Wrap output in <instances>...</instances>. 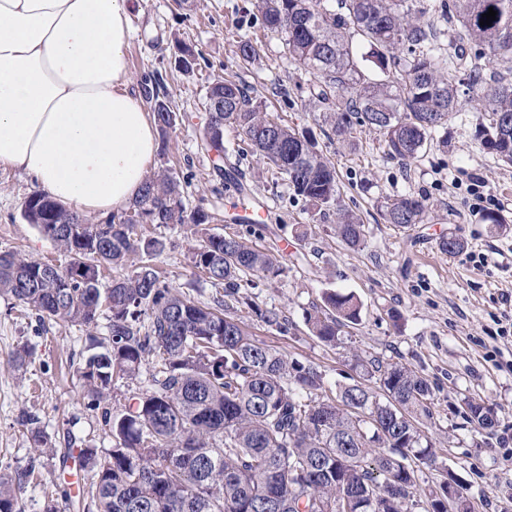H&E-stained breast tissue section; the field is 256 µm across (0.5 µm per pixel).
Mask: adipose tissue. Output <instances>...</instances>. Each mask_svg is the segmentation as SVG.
<instances>
[{
	"label": "adipose tissue",
	"mask_w": 512,
	"mask_h": 512,
	"mask_svg": "<svg viewBox=\"0 0 512 512\" xmlns=\"http://www.w3.org/2000/svg\"><path fill=\"white\" fill-rule=\"evenodd\" d=\"M129 32L128 0H0V168L84 215L132 204L158 149Z\"/></svg>",
	"instance_id": "adipose-tissue-1"
}]
</instances>
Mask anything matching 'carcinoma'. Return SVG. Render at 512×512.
Wrapping results in <instances>:
<instances>
[{"label": "carcinoma", "mask_w": 512, "mask_h": 512, "mask_svg": "<svg viewBox=\"0 0 512 512\" xmlns=\"http://www.w3.org/2000/svg\"><path fill=\"white\" fill-rule=\"evenodd\" d=\"M496 20L480 25L488 8ZM264 31L283 40L288 57L314 78L312 100L324 106V123L339 142L357 127H369L392 159L412 162L434 136L461 112L460 75L485 100L488 124H479L482 150L512 165V79L487 83L466 69V46L490 60L512 57V0H253ZM440 11L457 17L452 55L440 51L442 31L425 19ZM367 47L369 51L361 52ZM371 61L379 79H366L360 62ZM162 81L151 75L144 96L165 135L178 115L160 95ZM210 114L202 141L224 159V127L236 129L287 181L289 189L322 213L338 205L335 166L306 134L283 124L232 81L215 79L206 88ZM238 185L233 165L215 166ZM426 200L414 194L388 198L383 216L409 227L423 222ZM23 219L70 256L61 268L17 252L0 253V295L9 296L41 320L92 331L107 320L109 346L87 357L81 368L86 396L101 406L120 380L149 374L119 415L103 411L112 452L101 458L83 450L80 467L92 473L90 499L97 512H310L305 492L331 506L352 489L370 491L378 508L364 512H412L418 505L415 452L430 464L437 453L416 424L431 416L425 379L398 363L355 358L379 388L401 396L403 420L374 401L363 384L325 394L322 372L312 364L288 362L245 334L224 316L240 302V281L262 272L276 277V259L233 237L214 234L204 208H187L180 179L169 168L147 177L132 212L90 222L50 196L34 193L22 204ZM190 224L198 243L190 263L224 294L203 305L161 280L153 260L163 239L139 235L137 225ZM336 233L350 247L365 242L358 217L337 210ZM124 267L125 276L104 282L103 269ZM351 293L327 292L305 323L318 339L334 344L361 319ZM478 428L492 425L487 408L465 402ZM18 422L40 453L55 454L39 417L23 411ZM24 475L0 474V512H17Z\"/></svg>", "instance_id": "obj_1"}]
</instances>
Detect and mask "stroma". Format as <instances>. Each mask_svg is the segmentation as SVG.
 <instances>
[{
    "instance_id": "35a3bbf8",
    "label": "stroma",
    "mask_w": 512,
    "mask_h": 512,
    "mask_svg": "<svg viewBox=\"0 0 512 512\" xmlns=\"http://www.w3.org/2000/svg\"><path fill=\"white\" fill-rule=\"evenodd\" d=\"M128 77L141 92L145 77L166 76L168 99L181 122L160 140L149 169L167 167L179 176L189 206L212 216L216 232L242 238L275 257L282 272L268 278L256 273L242 282L249 305L228 311L258 344L280 355L312 364L324 375L327 392L361 382L353 356L398 362L427 380L432 415L421 428L438 450L436 465L415 464L417 484L428 489L451 470L478 506V512H501L512 492V335L500 333L512 317V232L497 233L472 211L470 178L501 203L512 223V166L496 163L475 136L482 120L473 102L461 120L448 126V143L428 148L417 161L389 158L382 138L357 129L356 145L338 143L318 110L309 103L313 77L286 58L280 36L264 32L250 0H129ZM258 49L253 64L237 55L241 39ZM198 50L202 60L191 73L174 67L177 46ZM225 78L249 86L268 112L316 139L321 153L336 167L340 209L356 214L364 228L363 246L352 248L337 237L336 212L312 214L293 196L285 181L233 129H225L230 162L238 163L244 184L263 201V224L237 223L240 202L213 171L214 158L200 132L209 82ZM32 181L13 169L0 168V252L20 251L36 260L66 266L68 258L22 216V204L33 194ZM423 197L429 207L424 223L408 228L386 223L384 199L405 193ZM339 209V210H340ZM167 243L156 265L167 282L203 304L222 295L221 286L199 278L189 255L196 243L191 225L157 228ZM453 234L467 243L454 257L439 241ZM354 293L362 303L361 321L347 328L341 344L312 336L304 316L329 291ZM277 308L288 320L287 331L266 325L257 309ZM30 356L23 371L9 365L21 349ZM88 351L78 326L39 323L35 313L0 296V472L26 471L30 477L19 497L22 512H42L45 500L60 512H74L72 489L88 485L85 472L68 469L62 454L93 448L106 455L112 448L100 411L90 407L79 369ZM483 402L494 424L474 429L464 414L465 399ZM36 414L60 455L36 452L17 418Z\"/></svg>"
}]
</instances>
